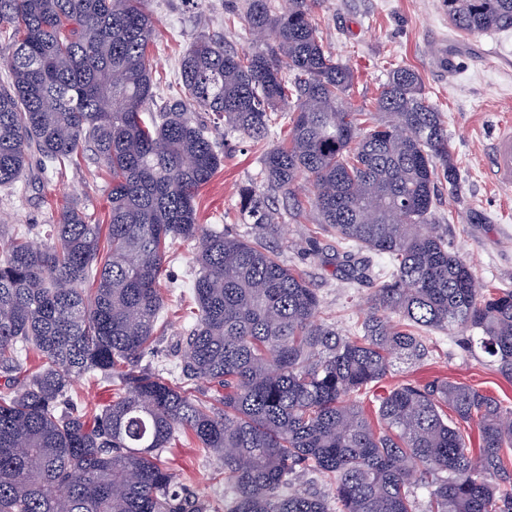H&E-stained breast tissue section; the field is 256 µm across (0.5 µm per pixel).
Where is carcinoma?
Here are the masks:
<instances>
[{
	"instance_id": "carcinoma-1",
	"label": "carcinoma",
	"mask_w": 512,
	"mask_h": 512,
	"mask_svg": "<svg viewBox=\"0 0 512 512\" xmlns=\"http://www.w3.org/2000/svg\"><path fill=\"white\" fill-rule=\"evenodd\" d=\"M143 2L0 0V188L34 155L60 169L85 146L109 180L105 239L74 204L51 243L0 226V512H204L162 461L182 432L221 463L234 493L224 512H419L421 492L426 512H512L511 408L448 380L374 393L396 364L429 355L432 332L467 334L512 381V291L482 284L435 223V179L456 170L418 74L390 69L375 99L384 119L364 127L347 105L353 73L314 21L322 0H242L251 31L273 41L195 39L180 94L148 117L155 20ZM442 5L459 31L512 30V0ZM194 112L255 142L286 122L263 182L298 217L306 182L348 287L379 282L356 333L319 319L316 289L264 241L280 224L266 193L240 189L260 236L198 223L224 153ZM176 241L198 245L195 321L180 363L141 368L167 329L160 276ZM30 350L40 365L23 376ZM97 376L121 392L88 416L69 391ZM196 380L224 395L181 386ZM461 423L476 426L477 452Z\"/></svg>"
}]
</instances>
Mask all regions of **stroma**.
Returning <instances> with one entry per match:
<instances>
[{
    "label": "stroma",
    "instance_id": "1",
    "mask_svg": "<svg viewBox=\"0 0 512 512\" xmlns=\"http://www.w3.org/2000/svg\"><path fill=\"white\" fill-rule=\"evenodd\" d=\"M157 20L159 37L152 52L161 87L154 103L163 108L177 92V70L190 42L206 36L245 49L255 40L231 0H146ZM323 42L355 76L349 92L354 109L373 110L390 67L417 71L424 92L442 113L458 172L457 184L435 182L434 211L458 253L487 285L512 289V189L495 186L489 145L496 124L512 122V31L467 34L448 22L441 0H324L317 11ZM268 142L231 138L222 168L196 199L201 224L250 238L255 225L243 223L239 190L260 181ZM108 178L94 151L84 149L77 165L55 175L31 168L11 190H0V225L42 229L53 223L59 206L77 204L90 223H106ZM274 201L282 219L269 244L316 288L321 318L350 331L360 321L374 286L345 287L333 252L336 239L319 230L317 215L306 209L294 216L282 196ZM195 274L190 249L176 245L160 286L169 313L160 352L178 363L179 338L188 326L186 306ZM429 356L415 365H398L379 388L405 382L448 379L473 386L512 408V382L493 372L485 354L467 352L460 337L433 333ZM179 479L205 504L206 512H224V484L213 474L217 463L191 437L183 436L164 459Z\"/></svg>",
    "mask_w": 512,
    "mask_h": 512
}]
</instances>
